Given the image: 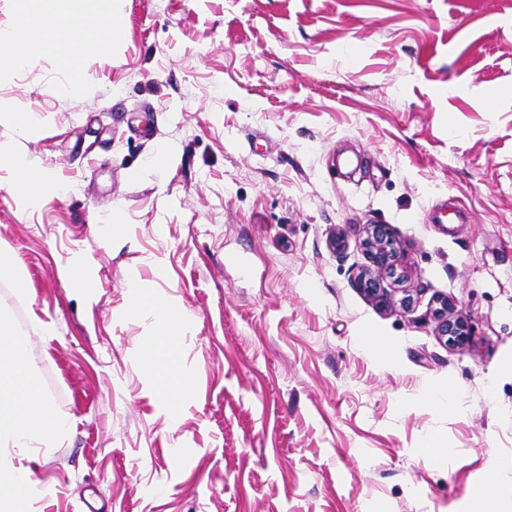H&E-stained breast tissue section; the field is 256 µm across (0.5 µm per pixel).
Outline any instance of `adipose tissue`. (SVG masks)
<instances>
[{"label": "adipose tissue", "instance_id": "ef3b65f1", "mask_svg": "<svg viewBox=\"0 0 512 512\" xmlns=\"http://www.w3.org/2000/svg\"><path fill=\"white\" fill-rule=\"evenodd\" d=\"M95 0H9L13 22L0 29V68L23 69L43 54L57 56L70 78L86 80L78 44L93 42L107 52L105 34L111 24L106 10L95 8ZM0 160L5 161L17 196L26 206H36L48 177L16 151L13 142H0ZM130 310L150 312L158 332L150 350L155 389L168 401L185 396L191 382L175 366L180 324L177 306L166 299L144 294L140 281L129 278ZM52 407L43 399L31 377L28 345L9 328L0 327V512H33L35 500L46 496V489L33 480L30 469L15 465V448H49L66 430Z\"/></svg>", "mask_w": 512, "mask_h": 512}]
</instances>
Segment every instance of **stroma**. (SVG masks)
<instances>
[{
  "instance_id": "stroma-1",
  "label": "stroma",
  "mask_w": 512,
  "mask_h": 512,
  "mask_svg": "<svg viewBox=\"0 0 512 512\" xmlns=\"http://www.w3.org/2000/svg\"><path fill=\"white\" fill-rule=\"evenodd\" d=\"M114 14L86 87L50 56L0 75V101L43 119L0 141L58 183L27 208L0 177V250L27 277L21 291L0 274V316L68 423L21 460L49 490L38 512H502L512 0H116ZM438 206L461 220L430 223ZM371 222L399 256L388 309L356 286ZM67 265L90 287L61 279ZM133 272L186 314L193 390L173 406L147 378L156 321L129 312ZM442 298L466 348L437 332Z\"/></svg>"
}]
</instances>
